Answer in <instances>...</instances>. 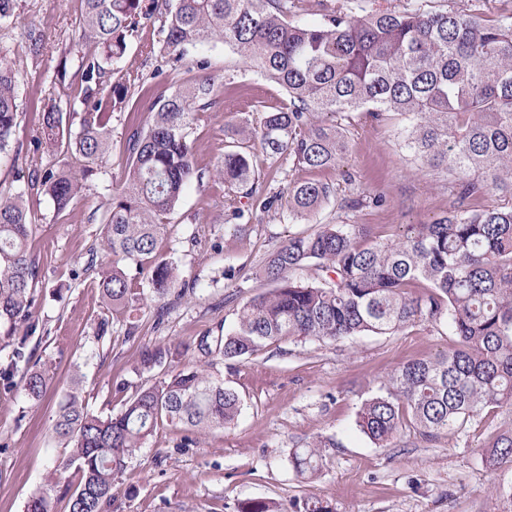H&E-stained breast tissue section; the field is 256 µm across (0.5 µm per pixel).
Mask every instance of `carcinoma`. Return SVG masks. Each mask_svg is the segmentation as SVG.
<instances>
[{"label":"carcinoma","mask_w":512,"mask_h":512,"mask_svg":"<svg viewBox=\"0 0 512 512\" xmlns=\"http://www.w3.org/2000/svg\"><path fill=\"white\" fill-rule=\"evenodd\" d=\"M295 0H80L79 28L92 47L77 52L75 89L63 95L82 106L80 128L67 131L69 117L51 103L39 113L46 143L63 149L60 165L28 173L27 190L49 197L62 212L81 196L92 165L108 150L112 113L129 104L132 74L116 75L127 39L157 12L165 11L160 50L179 62L190 48L222 41L247 67L279 85L287 95L264 113L259 129H242L258 139L266 158L288 157L309 170L334 168L348 152L341 127L314 125L310 115L366 112L381 120L389 112L409 117L401 134L414 160L445 168L456 205L430 224H408L401 237L384 242L363 224H323L299 233L272 252L268 293L246 301L235 327L208 331L195 341L200 365L170 370L141 388L122 410L106 416L89 412L79 383L60 403L53 432L67 459L49 482L68 483L78 475L68 512H105L112 484L127 460L166 421L194 430L222 429L237 420L239 394L213 378L219 361L240 363L258 347L282 340L336 342L366 334L385 335L416 322L448 323L456 343L446 353L404 363L386 392L365 400L357 426L385 447L408 422L427 439L464 431L490 407L512 408V204L480 208L473 202L491 192L512 197V22L487 20L453 10L353 13L346 3L316 23L295 21ZM32 55L45 48L38 26L25 31ZM219 80L213 74L189 79L150 107L147 127L135 129L126 144L124 182L107 201L102 245L112 265L99 286L112 305L124 310L132 286L146 277L153 297L183 298L193 288L179 281L178 266L158 254L169 216L184 189L202 183L189 129L216 104ZM17 79L0 60V154L18 124ZM215 177L231 191L252 197L260 173L250 153L228 151ZM26 190H0V330L7 337L30 320L38 284L31 253L33 219ZM336 188L320 180L291 183L288 209L295 219L313 216ZM314 264L312 282L290 273ZM427 284L422 292L417 288ZM27 337L13 344L0 364V380L22 376V394L38 400L49 377L31 366ZM170 348L145 349L139 366L167 364ZM324 444L293 450L290 461L305 479L322 467ZM489 465L512 462V430L489 444ZM237 512H277L273 502L250 499Z\"/></svg>","instance_id":"carcinoma-1"}]
</instances>
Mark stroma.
Masks as SVG:
<instances>
[{
  "instance_id": "35a3bbf8",
  "label": "stroma",
  "mask_w": 512,
  "mask_h": 512,
  "mask_svg": "<svg viewBox=\"0 0 512 512\" xmlns=\"http://www.w3.org/2000/svg\"><path fill=\"white\" fill-rule=\"evenodd\" d=\"M356 14L378 9L456 10L489 19L512 17V0H351ZM77 0H20L17 17L0 22V57L18 74L19 125L8 153L0 155V187L14 186L29 168L57 166L38 126V114L58 96L60 51L78 38ZM43 28L48 49L32 56L24 32ZM158 25L130 37L117 67L138 74L128 87L130 108L114 113L107 152L84 196L65 211L49 198L29 194L36 217L31 252L40 265L31 307L37 330L27 340L38 368L50 385L40 400L23 397L17 386L0 383V512H24L29 497L44 487L55 463L69 451L58 444L52 427L62 396L79 381L88 410L118 412L125 394L118 383L147 387L164 369L138 367L141 351L155 344L174 346L166 369L196 364L190 346L200 334L232 326L237 309L270 290L262 271L268 256L288 236L322 224H365L380 239H397L404 225L428 224L442 217L454 201L451 178L442 168L415 164L398 132L402 117L377 122L362 112L338 116L350 150L338 166L311 171L291 160L269 163L253 146V163L266 176L258 195L229 200L211 172L232 146L234 131L255 129L264 112L281 105L284 93L238 63L221 42L189 50L178 67L167 56L146 57L143 46L157 41ZM226 78L214 111L201 113L190 130L203 183L189 184L159 242L164 258L174 260L180 279L194 294L157 317L147 280L138 279L131 306L107 309L98 273L112 257L100 250L102 214L126 170V139L144 126L152 102L170 95L197 76V60ZM309 179L335 185L337 195L309 219L297 221L283 200L288 184ZM379 195L381 206L352 210L342 199ZM278 196L267 208L263 200ZM243 210L240 219L233 209ZM106 335H99L101 319ZM453 338L447 324L417 322L390 335L355 336L339 342H275L259 348L229 369L216 365L242 400L234 424L210 432L161 424L137 449L112 485L106 512H236L240 502L263 498L289 512L296 501L313 498L329 512H512V463L497 470L485 465L493 435L512 428V409L482 413L459 433L424 441L403 428L388 447L376 446L356 427L366 398L379 393L403 363L447 351ZM327 438L323 465L313 479L298 476L290 463L292 449ZM45 488V487H44Z\"/></svg>"
}]
</instances>
